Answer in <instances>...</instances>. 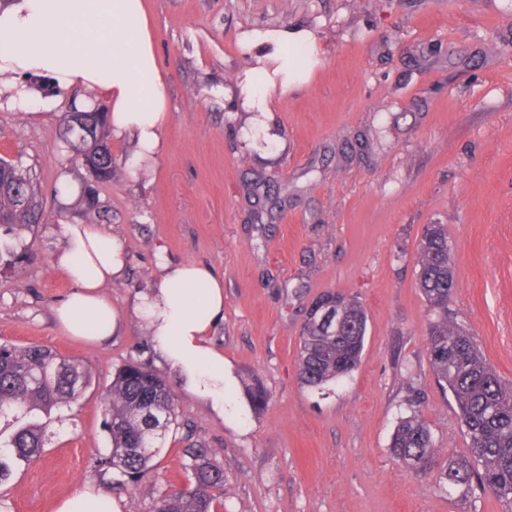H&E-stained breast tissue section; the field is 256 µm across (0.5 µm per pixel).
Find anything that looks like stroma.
I'll use <instances>...</instances> for the list:
<instances>
[{"mask_svg": "<svg viewBox=\"0 0 512 512\" xmlns=\"http://www.w3.org/2000/svg\"><path fill=\"white\" fill-rule=\"evenodd\" d=\"M168 98L166 149L135 160L112 139L115 172L95 183L56 114L0 110V158L28 169L51 219L18 231L34 258L0 267V340L41 343L92 373L71 407L53 412L45 453L0 487V512H55L106 447L103 393L130 359L153 364L135 320L107 344L62 332L53 309L72 291L53 262L66 224H100L128 253L103 293L127 313L154 285L159 256L210 265L224 280L215 336L240 395L215 419L177 393L178 427L158 466L113 486L125 512H155L187 482L180 448L192 436L224 467V512H507L480 489H438L390 453L400 418L418 411L444 460L469 454L450 391L429 363L433 317L416 285L424 225L444 224L458 287L448 315L512 383V0H146ZM283 25L322 38L306 85L278 96L284 146L259 154L242 137L235 91L250 56L243 32ZM228 87V96L216 86ZM95 185L62 204L68 185ZM357 297L368 315L361 363L318 391L301 384L304 316L320 293ZM258 384L266 404L244 393Z\"/></svg>", "mask_w": 512, "mask_h": 512, "instance_id": "1", "label": "stroma"}]
</instances>
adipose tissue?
<instances>
[{"instance_id": "ef3b65f1", "label": "adipose tissue", "mask_w": 512, "mask_h": 512, "mask_svg": "<svg viewBox=\"0 0 512 512\" xmlns=\"http://www.w3.org/2000/svg\"><path fill=\"white\" fill-rule=\"evenodd\" d=\"M252 58L239 84L242 107L265 121L245 132L259 151L279 144L269 123L276 96L309 83L320 63V42L307 28L282 26L247 32ZM59 91L98 90L111 103L116 138H133L139 157L166 148L165 82L159 69L144 0H0V104L52 112L53 97L34 81ZM55 265L73 286L57 305L55 320L70 336L100 343L117 335L122 321L101 293L127 270L118 237L97 224H68ZM154 287L138 292L134 317L178 387L216 418L230 401L224 382V352L212 339L224 318V282L207 264L160 260ZM124 504L102 487L86 484L60 499L56 512H123Z\"/></svg>"}]
</instances>
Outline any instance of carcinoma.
I'll return each mask as SVG.
<instances>
[{
	"label": "carcinoma",
	"mask_w": 512,
	"mask_h": 512,
	"mask_svg": "<svg viewBox=\"0 0 512 512\" xmlns=\"http://www.w3.org/2000/svg\"><path fill=\"white\" fill-rule=\"evenodd\" d=\"M29 190L37 187L27 173L3 161L0 227L9 236L42 218V211L19 202ZM416 266L418 288L434 313L427 333L430 364L454 397L469 437V457L440 465L441 449L416 413L400 419L390 452L401 466L418 474L440 468V488L477 486L512 506V384L502 382L473 337L448 318V300L456 288L448 225H424ZM327 298L338 300L342 309L340 330L303 329L298 355L301 383L320 390L358 368L368 326L362 305L343 292L325 291L311 306ZM89 383L83 365L59 357L47 345L0 341V436L3 427L13 429L8 440H0V485L44 453L51 412L77 401ZM104 401L108 445L97 451L93 465L110 475L109 484L126 485L153 467L177 424L175 393L160 371L131 359L113 373ZM181 453L188 484L162 496L156 512H220L227 482L223 466L198 443L187 444Z\"/></svg>",
	"instance_id": "carcinoma-1"
}]
</instances>
